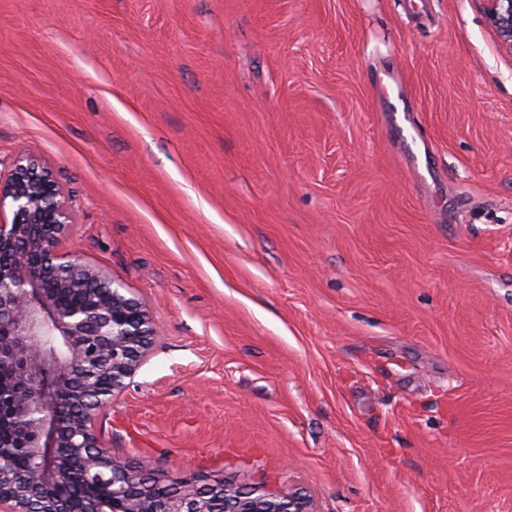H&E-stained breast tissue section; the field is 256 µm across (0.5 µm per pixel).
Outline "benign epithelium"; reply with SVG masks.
<instances>
[{
  "instance_id": "obj_1",
  "label": "benign epithelium",
  "mask_w": 512,
  "mask_h": 512,
  "mask_svg": "<svg viewBox=\"0 0 512 512\" xmlns=\"http://www.w3.org/2000/svg\"><path fill=\"white\" fill-rule=\"evenodd\" d=\"M483 13L512 51V0H482ZM74 223L51 169L20 153L0 175V435L22 442L32 470L0 467V512H315L295 492L260 494L222 481L161 485L152 469L114 460L98 440L96 411L122 392L157 328L147 309L75 251ZM83 288L84 298L60 294ZM82 464L112 498L76 507L58 493Z\"/></svg>"
}]
</instances>
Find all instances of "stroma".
I'll return each instance as SVG.
<instances>
[{
	"mask_svg": "<svg viewBox=\"0 0 512 512\" xmlns=\"http://www.w3.org/2000/svg\"><path fill=\"white\" fill-rule=\"evenodd\" d=\"M158 334L165 484L512 512V52L480 0H0V162Z\"/></svg>",
	"mask_w": 512,
	"mask_h": 512,
	"instance_id": "obj_1",
	"label": "stroma"
}]
</instances>
